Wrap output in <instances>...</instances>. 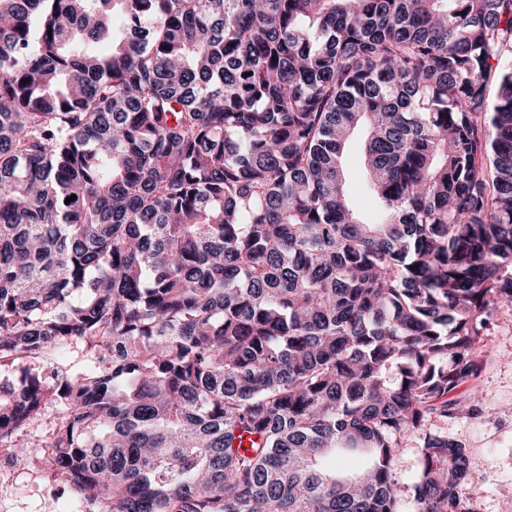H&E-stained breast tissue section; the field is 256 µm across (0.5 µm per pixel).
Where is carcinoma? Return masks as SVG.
I'll return each mask as SVG.
<instances>
[{"label": "carcinoma", "instance_id": "carcinoma-1", "mask_svg": "<svg viewBox=\"0 0 512 512\" xmlns=\"http://www.w3.org/2000/svg\"><path fill=\"white\" fill-rule=\"evenodd\" d=\"M494 311L512 0H0V446L94 512H400L414 434L472 512L432 422ZM345 166L349 171L350 191L353 199L361 210L366 212L370 217L376 218L377 211L375 203L362 172L360 138H356L350 142L345 155Z\"/></svg>", "mask_w": 512, "mask_h": 512}]
</instances>
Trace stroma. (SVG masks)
Here are the masks:
<instances>
[{
    "label": "stroma",
    "mask_w": 512,
    "mask_h": 512,
    "mask_svg": "<svg viewBox=\"0 0 512 512\" xmlns=\"http://www.w3.org/2000/svg\"><path fill=\"white\" fill-rule=\"evenodd\" d=\"M480 370L463 390L471 412L438 422L470 456L473 512H512V312H493L478 344ZM76 496L54 471L28 462L0 466V512H75Z\"/></svg>",
    "instance_id": "obj_1"
}]
</instances>
